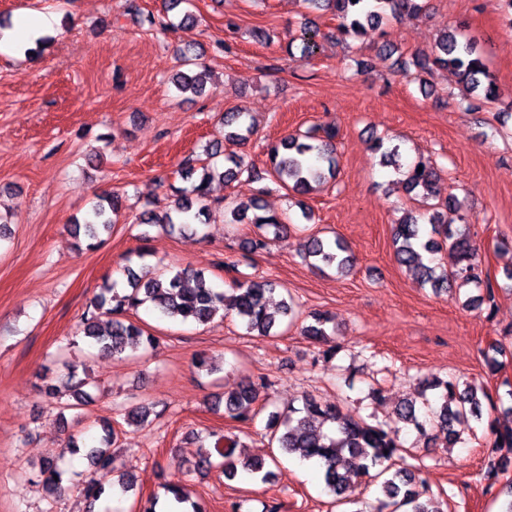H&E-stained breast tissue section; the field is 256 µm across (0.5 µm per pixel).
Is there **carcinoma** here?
Wrapping results in <instances>:
<instances>
[{"mask_svg": "<svg viewBox=\"0 0 512 512\" xmlns=\"http://www.w3.org/2000/svg\"><path fill=\"white\" fill-rule=\"evenodd\" d=\"M316 10H330L338 20L337 31L345 37H358L383 23L384 20L404 12L418 13L427 0H306ZM140 21L159 26L166 31L176 26L190 27L196 24L191 12L184 13L179 23L155 20L148 14ZM181 66L172 83L182 93L200 94L205 88L210 71L199 61L195 46L187 44L181 52ZM412 65L429 71L434 67L449 69L455 73L465 92H483V98L497 99L498 92L493 75L484 56L477 49V42L455 32L444 33L430 55H416ZM224 138L245 144L254 131V123L247 112L236 110L223 115ZM318 137L309 131L289 135L271 145L267 152L269 174L279 185L295 194L306 195L324 187L336 178L338 159L332 140L336 138L333 127L323 129ZM373 150L382 152L384 160L400 170L408 192L422 200L437 198L438 173L432 163L422 157L401 167L399 146L384 147L381 139L374 140ZM224 157V163L217 161ZM244 173L253 174V167L245 157L221 153V144L214 143L204 150V157L187 158L180 165V178L191 181L188 187L170 186L174 197L173 210L162 217L142 214L140 223L156 224L169 234H182L191 228L188 218L198 219L210 206L211 185L214 178L228 184ZM461 205L457 197L450 195L442 204H431L422 212H411L398 221L393 228V246L399 265L415 273L421 283L429 286L438 295L456 287L472 285L485 290L484 300L495 301L493 286L482 280L478 273V249L471 238L448 217L456 213ZM123 197L115 192L97 196L91 214L83 223L70 225L75 238H84L87 248L94 249L101 243V236L112 230L121 215ZM258 199L250 203L231 200L225 203L224 212L228 223L244 220L257 225L262 234L249 241L248 252L255 254L267 245V234L280 238L290 233V227L275 215H260ZM253 217H248V213ZM448 248L454 258L455 269L450 271L441 264L425 263V255H434ZM301 257L312 267L334 269L346 274L353 267V258L339 237H320L312 234L301 244ZM128 288L119 290L117 281H105L99 292L87 306L82 324L75 335L65 339V349L79 347V339L88 340L98 350L117 358H124L140 349H152L157 337L131 321L128 314L146 306L160 316L183 323L208 325L218 316L233 314L244 324L250 334L270 336L285 320L294 317L293 301L283 299L272 303L273 283L269 280H235L234 287L224 290L217 287L204 272L183 268L171 272L135 271L124 267ZM311 322L301 327V334L321 341L326 338L325 325L330 318L320 312L308 315ZM77 364L67 363L66 381L47 373L40 377V392L48 402H54L60 412L76 409L88 403L83 390L84 380L76 379ZM272 382L266 376L255 379L246 377L237 388L224 394V412L231 419L246 422L258 414V407L268 400ZM438 390V403L425 398L423 417H418L416 404L403 402L395 408L398 425L384 428L363 420L348 417L332 404L322 403L312 397L304 400L303 407L292 410V414L281 424L271 416L266 428L269 443L301 460H317L324 466V482L330 493L340 500L353 502L352 494L357 478L370 474V469L380 467L374 479L380 482L381 497L377 498L375 512H443L436 499L429 494L420 470L401 467L392 469L390 462L399 456L402 445L399 439V424L411 425L418 431L430 427L442 434L448 446L461 439L462 433L470 429V420L482 418L483 401L492 398L482 387L465 385L454 379H425L421 392ZM159 417L155 404L141 402L133 406L126 415L129 426L144 427L150 417ZM99 444L87 448L85 458L90 473L82 484L81 493L89 502L97 501L106 489L119 488L126 493L134 487L132 473L123 469L119 457L111 451L117 443L118 433L106 422ZM488 435L492 446L500 451L491 461L487 474L494 477L498 472L512 467V428H500L494 421L488 423ZM240 444L236 441L214 451L200 453L197 471L206 472L213 466L224 468V476L232 479L242 469L261 476L267 481L272 475L268 461L234 456ZM64 471L55 459L44 460L38 469L29 474V480L42 485L51 498V507H57L60 493L64 490Z\"/></svg>", "mask_w": 512, "mask_h": 512, "instance_id": "cac0c4a2", "label": "carcinoma"}]
</instances>
